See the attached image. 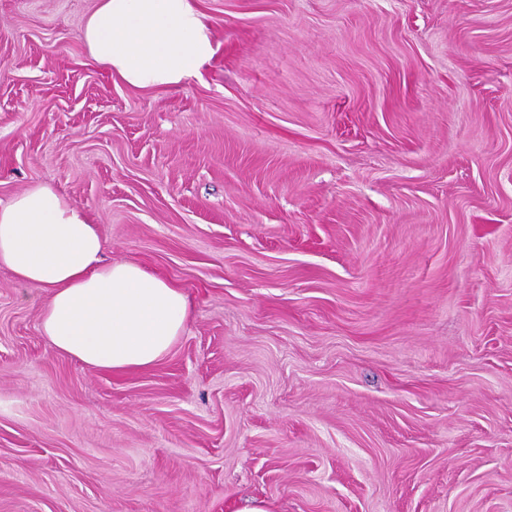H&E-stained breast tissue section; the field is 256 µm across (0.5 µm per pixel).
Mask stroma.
<instances>
[{
    "label": "stroma",
    "mask_w": 512,
    "mask_h": 512,
    "mask_svg": "<svg viewBox=\"0 0 512 512\" xmlns=\"http://www.w3.org/2000/svg\"><path fill=\"white\" fill-rule=\"evenodd\" d=\"M150 91L92 0H0V200L47 183L185 288L87 367L0 268V512H512V0H198ZM79 32L91 63L148 90L197 78L216 49L197 0H93Z\"/></svg>",
    "instance_id": "stroma-1"
}]
</instances>
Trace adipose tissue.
Wrapping results in <instances>:
<instances>
[{
  "mask_svg": "<svg viewBox=\"0 0 512 512\" xmlns=\"http://www.w3.org/2000/svg\"><path fill=\"white\" fill-rule=\"evenodd\" d=\"M79 38L91 63L143 90L198 77L216 52L197 0H95ZM105 250L99 225L51 185L0 201V268L48 293L40 331L49 344L92 368L155 366L187 329L189 296Z\"/></svg>",
  "mask_w": 512,
  "mask_h": 512,
  "instance_id": "1",
  "label": "adipose tissue"
}]
</instances>
